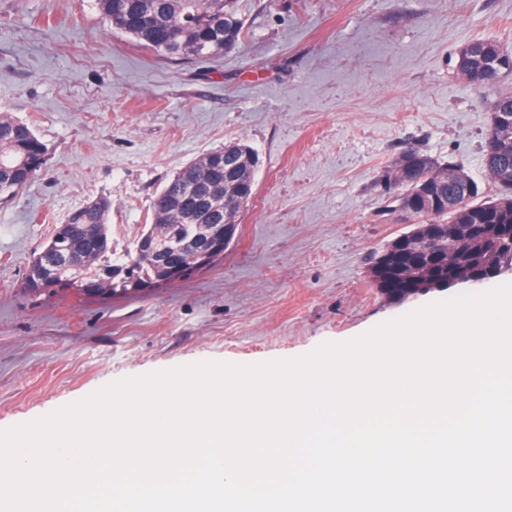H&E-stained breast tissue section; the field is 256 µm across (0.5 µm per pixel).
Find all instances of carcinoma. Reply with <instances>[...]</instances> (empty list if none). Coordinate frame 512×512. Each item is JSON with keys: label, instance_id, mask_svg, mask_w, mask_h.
<instances>
[{"label": "carcinoma", "instance_id": "1", "mask_svg": "<svg viewBox=\"0 0 512 512\" xmlns=\"http://www.w3.org/2000/svg\"><path fill=\"white\" fill-rule=\"evenodd\" d=\"M117 32L142 48L170 60L223 54L244 33L234 0H96ZM501 49L492 40H475L462 47L460 67L480 78L477 88L496 85L504 74L487 66V56ZM249 146L230 143L187 163L151 200L152 224L123 254L114 253L108 237L110 202L98 198L73 211L26 274L25 288L37 296L71 291L79 296L124 298L143 292L123 275L133 263L143 283L175 282L168 266L147 253V245L189 259L190 243L205 238L214 224H236L254 195L256 166L247 164ZM401 155L414 161L400 175L383 180L401 211L416 220L405 237L428 240L420 251L401 241L390 242L369 258V277L390 301L443 287V282L488 281L512 269V144L503 152H485V165L496 192L464 195L457 179L470 178L457 163L441 164L407 144ZM45 170V148L34 131L7 112L0 113V204L13 201ZM446 179L435 184V200L415 194L428 172ZM443 224L463 225L455 244L459 261L448 262V241L437 236Z\"/></svg>", "mask_w": 512, "mask_h": 512}]
</instances>
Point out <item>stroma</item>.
<instances>
[{"label": "stroma", "mask_w": 512, "mask_h": 512, "mask_svg": "<svg viewBox=\"0 0 512 512\" xmlns=\"http://www.w3.org/2000/svg\"><path fill=\"white\" fill-rule=\"evenodd\" d=\"M245 32L174 61L114 32L96 0H0V112L47 170L0 204V429L116 380L200 361L255 364L343 342L421 306L512 283V271L394 303L369 257L410 223L381 177L410 143L487 187L492 89L458 51H512V0H237ZM231 142L255 195L224 258L126 299L35 296L23 283L69 214L104 196L115 253L186 163ZM503 49L497 42L492 40H475L462 47L458 52L461 57L460 67L477 75L480 78L479 85L472 86L475 89H484L496 85L505 76L502 71L494 67H487V56L492 52ZM470 58V67L466 66L465 59ZM458 66L461 76L467 81L468 73Z\"/></svg>", "instance_id": "35a3bbf8"}]
</instances>
